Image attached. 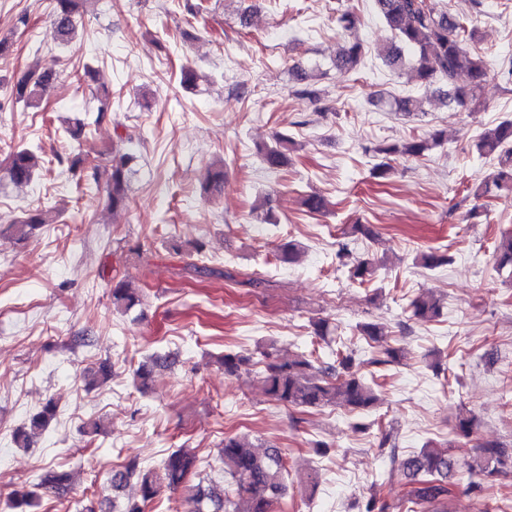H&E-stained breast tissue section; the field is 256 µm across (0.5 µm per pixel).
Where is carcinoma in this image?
I'll use <instances>...</instances> for the list:
<instances>
[{
    "mask_svg": "<svg viewBox=\"0 0 512 512\" xmlns=\"http://www.w3.org/2000/svg\"><path fill=\"white\" fill-rule=\"evenodd\" d=\"M83 0H55L52 25L56 39L63 45L71 42L80 16ZM380 18L394 34L397 44L391 46L383 56L386 65L393 68L409 67L422 82L439 79L448 84V94L461 107L480 106L476 91L487 82L491 72L488 60L467 48L473 31L464 18L438 7L436 0H374ZM364 55L363 44L347 43L336 52V70L349 74L357 68ZM468 78V87H458L459 76ZM56 80L51 71L35 69L21 76L12 86V98L26 106L41 101L53 88ZM445 134L437 130L426 138H413L401 144L381 145L375 153L385 156H402L417 159L432 148L443 143ZM296 141L287 136L275 138V145L259 149L263 163L269 169H279L288 163V154L295 149ZM476 148L480 157L493 160L497 172L487 181L481 182L475 191L478 198L494 192L512 193V119H504L484 129L478 136ZM133 156L116 144L112 146V159L108 176L107 207L112 216L128 208L127 183L129 164ZM37 168L33 152L19 146L9 155L6 174L16 185L30 182ZM48 223L47 211L29 210L25 216L12 222L18 239L27 238L33 231ZM342 264L350 266L351 278L361 283L371 280L377 270L375 258L369 254L353 256L344 247L338 253ZM445 253H423L421 265L434 269L448 264ZM496 264L500 269L512 271V233L502 234L497 251ZM112 305L114 309L128 312L139 303L138 289L126 278L112 282ZM442 300L430 293L412 299L407 307L410 318L428 322L440 315ZM359 332L369 341L382 348L385 359H374V364H386L398 358L399 349L391 345V338L384 327L375 323L359 325ZM260 355L268 359L262 374L266 394L285 407L317 408L337 406L351 411H368L379 401L377 379H367L354 370L353 354L337 356L336 363L328 366L316 364V360L300 354L283 362L272 360L273 353L263 350ZM224 374L235 376L241 370L256 365L254 357L226 352L220 356ZM57 405L49 399L41 410L13 435L19 448L31 446L37 432L46 429L56 417ZM506 450L500 444L486 442L477 446L476 453L468 463L469 469L480 477L471 486V491L481 492L486 484H492L502 473L506 464ZM392 463L407 480L409 489L404 500L398 503L370 498L363 512H443L445 500L451 493L448 478L456 468L457 460L448 449L425 448L417 454L396 457L391 453ZM224 474L230 479L231 489L201 484L191 486L184 498V512H237L235 500L244 504V512H274L275 505L287 491L286 476L295 474L297 483L312 491L317 485L315 473L297 468L289 472L280 449L270 446L258 450L244 437L224 438L221 451ZM197 469L195 454L179 448L164 460L162 468L144 467L135 458L128 459L122 468L111 473L112 489L120 490L132 478L140 486V500L131 501L121 512H144L147 502L153 500L164 487L176 490L186 484ZM40 487L59 495L69 491V475L64 471L48 469L40 480Z\"/></svg>",
    "mask_w": 512,
    "mask_h": 512,
    "instance_id": "1",
    "label": "carcinoma"
}]
</instances>
